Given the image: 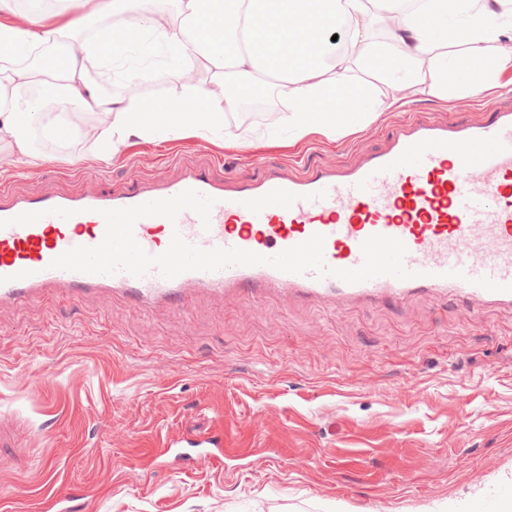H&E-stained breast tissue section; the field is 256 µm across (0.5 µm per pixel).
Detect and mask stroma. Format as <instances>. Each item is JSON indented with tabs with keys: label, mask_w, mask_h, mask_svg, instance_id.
<instances>
[{
	"label": "stroma",
	"mask_w": 512,
	"mask_h": 512,
	"mask_svg": "<svg viewBox=\"0 0 512 512\" xmlns=\"http://www.w3.org/2000/svg\"><path fill=\"white\" fill-rule=\"evenodd\" d=\"M114 93L161 104L181 85L165 65L111 72ZM512 90L411 98L332 141L271 140L276 94L224 111L223 137L129 139L97 161L87 145L37 141L49 161L0 166L22 194L119 190L211 164L219 179L315 162L333 168L383 147L411 116L486 117ZM0 497L44 512L45 486L76 512H446L512 492V308L451 296L336 308L285 292L262 301L197 296L185 313L125 295L49 293L0 312ZM221 432L245 455L223 467L159 466L166 434Z\"/></svg>",
	"instance_id": "35a3bbf8"
}]
</instances>
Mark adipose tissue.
I'll return each instance as SVG.
<instances>
[{"mask_svg":"<svg viewBox=\"0 0 512 512\" xmlns=\"http://www.w3.org/2000/svg\"><path fill=\"white\" fill-rule=\"evenodd\" d=\"M56 0L68 26L89 37L60 51L58 29L40 26L41 0L18 11L0 0V13L24 23H0V148L21 163L40 161L33 136L54 143L90 140L93 156L111 160L136 138H210L224 130V107L276 90L292 139L316 132L329 139L372 122L407 94L445 98L466 87H498L512 69V0H178L177 14L140 13L141 0ZM139 13L133 24L93 25L92 16ZM139 52L176 73L206 63L210 86L182 85L162 111L134 97L98 95L85 63L112 62ZM54 83L36 85L38 72ZM233 84H225L226 73ZM391 93L379 98V85ZM96 112L76 123V110Z\"/></svg>","mask_w":512,"mask_h":512,"instance_id":"1","label":"adipose tissue"}]
</instances>
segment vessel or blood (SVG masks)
<instances>
[{
  "label": "vessel or blood",
  "mask_w": 512,
  "mask_h": 512,
  "mask_svg": "<svg viewBox=\"0 0 512 512\" xmlns=\"http://www.w3.org/2000/svg\"><path fill=\"white\" fill-rule=\"evenodd\" d=\"M480 123L413 119L400 124L385 147L362 153L343 168L306 164L224 181L202 166L171 180H139L121 191L23 195L0 183V307L55 292L78 299L118 289L136 307L162 302L175 312L200 292L261 300L271 289L340 305L376 298L397 305L423 294L455 295L512 308V107H486ZM192 189L214 198L209 224L190 210L176 220L146 216L134 237L150 255L164 253L173 234L202 249L238 248L272 257L312 235L324 237L328 267L355 269L362 243L373 235L401 240L413 278L377 276L358 283L334 275L232 265L186 271L174 278L150 269L87 274L53 268L67 250L99 245L104 210L174 197Z\"/></svg>",
  "instance_id": "obj_1"
}]
</instances>
